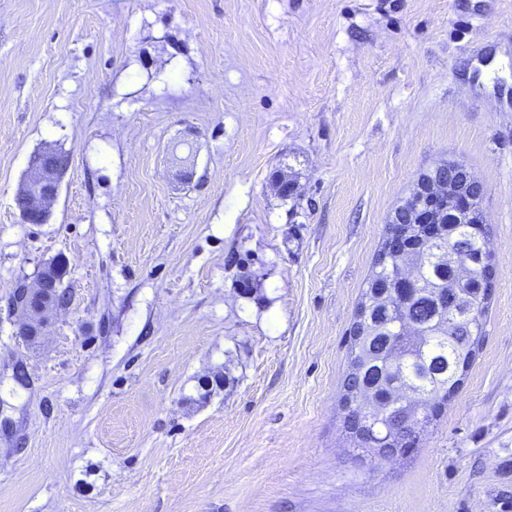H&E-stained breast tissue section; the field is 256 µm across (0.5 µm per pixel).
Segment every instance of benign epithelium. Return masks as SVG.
<instances>
[{
    "instance_id": "benign-epithelium-1",
    "label": "benign epithelium",
    "mask_w": 512,
    "mask_h": 512,
    "mask_svg": "<svg viewBox=\"0 0 512 512\" xmlns=\"http://www.w3.org/2000/svg\"><path fill=\"white\" fill-rule=\"evenodd\" d=\"M62 162L60 154L44 150L31 162L17 198L22 220L28 224H42L49 213L50 204L57 198L60 183L57 179ZM444 166L439 164L430 169L429 178L418 187V193L428 199V209L442 211L455 204L463 207L467 194L461 191L459 181L466 184L477 183L467 167L454 170L455 177L443 174ZM16 305L37 315L47 305H62L58 299L54 281L45 275L37 276V288L23 291Z\"/></svg>"
}]
</instances>
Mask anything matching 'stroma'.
Segmentation results:
<instances>
[{"instance_id": "stroma-1", "label": "stroma", "mask_w": 512, "mask_h": 512, "mask_svg": "<svg viewBox=\"0 0 512 512\" xmlns=\"http://www.w3.org/2000/svg\"><path fill=\"white\" fill-rule=\"evenodd\" d=\"M501 47L511 89L512 0H0V512H512V107L466 75ZM448 160L485 190L486 337L382 461L342 432L349 331ZM51 261L69 299L23 336ZM61 162L60 154L50 149L42 151L32 160L17 198L24 222H45L49 206L60 190L57 174Z\"/></svg>"}]
</instances>
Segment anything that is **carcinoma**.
I'll use <instances>...</instances> for the list:
<instances>
[{"instance_id": "cac0c4a2", "label": "carcinoma", "mask_w": 512, "mask_h": 512, "mask_svg": "<svg viewBox=\"0 0 512 512\" xmlns=\"http://www.w3.org/2000/svg\"><path fill=\"white\" fill-rule=\"evenodd\" d=\"M469 206L439 213V223L421 239L403 237L407 200L389 217L383 236L392 230L403 244L396 250L381 240L355 316L367 324L350 329L349 368L342 401L356 405L343 416L351 447L381 458L415 447L436 421L441 408L464 383L482 348L495 278L478 270L490 253L480 193L470 190ZM403 264L416 268V280L401 283ZM462 266L474 270L469 284L457 287Z\"/></svg>"}]
</instances>
